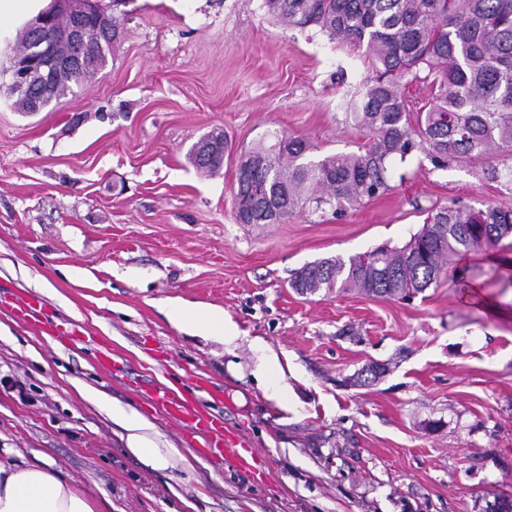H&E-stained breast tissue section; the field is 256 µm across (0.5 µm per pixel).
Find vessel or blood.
<instances>
[{
    "mask_svg": "<svg viewBox=\"0 0 512 512\" xmlns=\"http://www.w3.org/2000/svg\"><path fill=\"white\" fill-rule=\"evenodd\" d=\"M153 400L170 421L185 430L199 456L213 459L228 454L239 469L251 468L252 453L245 451L239 437L225 430L221 416L202 409L192 396H180L168 388L155 389Z\"/></svg>",
    "mask_w": 512,
    "mask_h": 512,
    "instance_id": "vessel-or-blood-1",
    "label": "vessel or blood"
}]
</instances>
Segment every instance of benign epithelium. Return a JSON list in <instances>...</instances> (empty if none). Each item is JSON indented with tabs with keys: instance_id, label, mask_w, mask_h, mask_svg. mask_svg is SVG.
Here are the masks:
<instances>
[{
	"instance_id": "obj_1",
	"label": "benign epithelium",
	"mask_w": 512,
	"mask_h": 512,
	"mask_svg": "<svg viewBox=\"0 0 512 512\" xmlns=\"http://www.w3.org/2000/svg\"><path fill=\"white\" fill-rule=\"evenodd\" d=\"M72 0H53L51 7L32 20L26 29L29 38L22 50L15 52L10 70L9 89L18 97L27 99L31 109L42 111L47 106L44 97L37 91L44 88L57 74L72 67L73 59L57 54V46L69 43L75 57L88 52L105 49L98 37L99 29L120 34L122 27L112 26V17L103 16L94 9L93 0H83L80 10L75 12L78 23L67 27L50 28V24L71 12Z\"/></svg>"
}]
</instances>
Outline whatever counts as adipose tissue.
I'll list each match as a JSON object with an SVG mask.
<instances>
[{
    "instance_id": "obj_1",
    "label": "adipose tissue",
    "mask_w": 512,
    "mask_h": 512,
    "mask_svg": "<svg viewBox=\"0 0 512 512\" xmlns=\"http://www.w3.org/2000/svg\"><path fill=\"white\" fill-rule=\"evenodd\" d=\"M112 419L126 430L132 453L148 458L156 466H168L169 455L153 448L147 435V419L118 407L113 408ZM0 512H96V508L54 470H32L0 460Z\"/></svg>"
}]
</instances>
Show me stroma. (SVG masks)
<instances>
[{
    "instance_id": "1",
    "label": "stroma",
    "mask_w": 512,
    "mask_h": 512,
    "mask_svg": "<svg viewBox=\"0 0 512 512\" xmlns=\"http://www.w3.org/2000/svg\"><path fill=\"white\" fill-rule=\"evenodd\" d=\"M105 67L31 115L0 87V458L53 467L100 512H490L512 502V242L465 257L413 301L304 296L295 270L403 246L459 199L512 207L478 163L391 162L388 191L337 219L235 220L233 160L198 171L191 146L222 128L233 152L287 133L322 153L362 131L345 103L372 75L318 27L264 0H126ZM34 294L79 324L61 344L12 302ZM212 308L224 341L176 327ZM112 351L111 366L95 357ZM385 374L353 379L370 364ZM256 455L200 459L145 391L194 390ZM105 394L108 405L90 400ZM145 417L164 468L133 455L112 404ZM169 315L179 323H190L197 329L210 334L221 335L224 337L232 336L233 327L224 315L215 313L207 309H198L193 313L184 311L181 307H173L169 310Z\"/></svg>"
}]
</instances>
